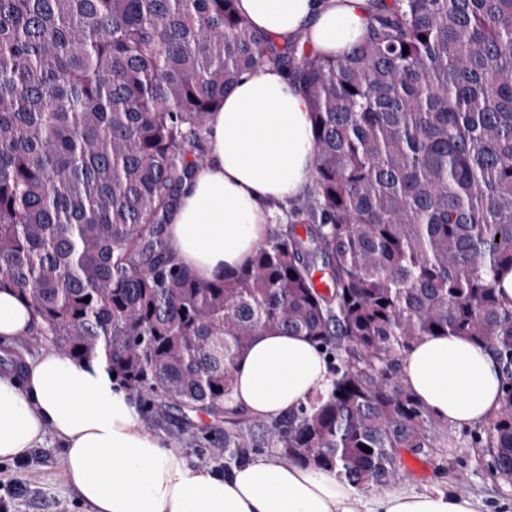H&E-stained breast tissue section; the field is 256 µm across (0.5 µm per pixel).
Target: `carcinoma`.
<instances>
[{
  "label": "carcinoma",
  "mask_w": 512,
  "mask_h": 512,
  "mask_svg": "<svg viewBox=\"0 0 512 512\" xmlns=\"http://www.w3.org/2000/svg\"><path fill=\"white\" fill-rule=\"evenodd\" d=\"M262 67L309 101L311 187L248 264L201 283L165 226L207 163L211 112ZM509 271L512 0H373L338 57L275 44L236 0H0V289L44 343L103 352L124 389L176 409L182 433L201 414L224 425V467L268 448L361 491L399 481L403 453L448 440L400 380L439 334L499 366L500 409L465 447L512 489ZM264 331L308 337L330 371L272 420L229 405Z\"/></svg>",
  "instance_id": "1"
}]
</instances>
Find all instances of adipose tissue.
<instances>
[{
	"mask_svg": "<svg viewBox=\"0 0 512 512\" xmlns=\"http://www.w3.org/2000/svg\"><path fill=\"white\" fill-rule=\"evenodd\" d=\"M238 13L279 43L295 37L340 55L362 38L369 0H236ZM208 163L182 186L166 229L168 251L207 282L245 264L281 204L306 189L314 168L309 103L297 83L265 67L243 73L213 113ZM40 319L0 291V343L34 335ZM401 379L437 418L474 427L498 412L499 368L470 341L427 337L408 352ZM329 380L327 359L303 336L263 333L234 367L232 401L273 419ZM55 436L66 478L91 512H482L451 491L405 485L365 494L312 468L254 454L227 470L194 466L183 448L153 434L105 358L78 363L54 350L0 371V461H22Z\"/></svg>",
	"mask_w": 512,
	"mask_h": 512,
	"instance_id": "1",
	"label": "adipose tissue"
}]
</instances>
